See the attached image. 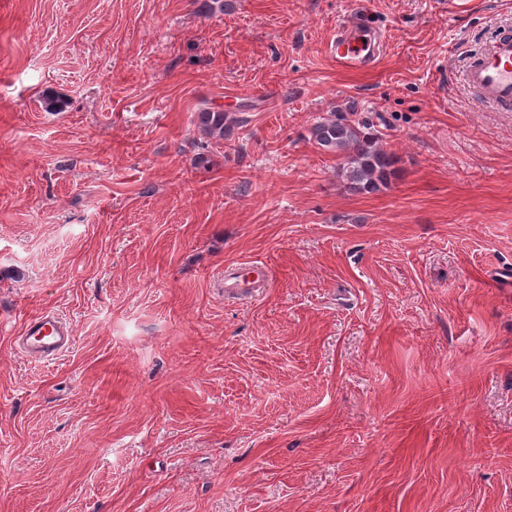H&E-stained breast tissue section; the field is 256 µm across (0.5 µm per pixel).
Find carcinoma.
Instances as JSON below:
<instances>
[{
  "instance_id": "cac0c4a2",
  "label": "carcinoma",
  "mask_w": 512,
  "mask_h": 512,
  "mask_svg": "<svg viewBox=\"0 0 512 512\" xmlns=\"http://www.w3.org/2000/svg\"><path fill=\"white\" fill-rule=\"evenodd\" d=\"M238 119L210 108L197 112V125L207 135L224 137ZM316 145L336 156L337 176L351 190L373 192L388 186L399 159L383 147L377 131L365 122H353L333 114L315 124L311 131Z\"/></svg>"
}]
</instances>
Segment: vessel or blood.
Listing matches in <instances>:
<instances>
[{"instance_id": "obj_1", "label": "vessel or blood", "mask_w": 512, "mask_h": 512, "mask_svg": "<svg viewBox=\"0 0 512 512\" xmlns=\"http://www.w3.org/2000/svg\"><path fill=\"white\" fill-rule=\"evenodd\" d=\"M377 48L370 21L358 14L337 31L329 52L344 68L361 69L373 63ZM465 80L492 102L511 109L512 33L498 36L470 66ZM21 342L27 356L52 361L69 349L73 336L64 318L47 312L26 320Z\"/></svg>"}]
</instances>
